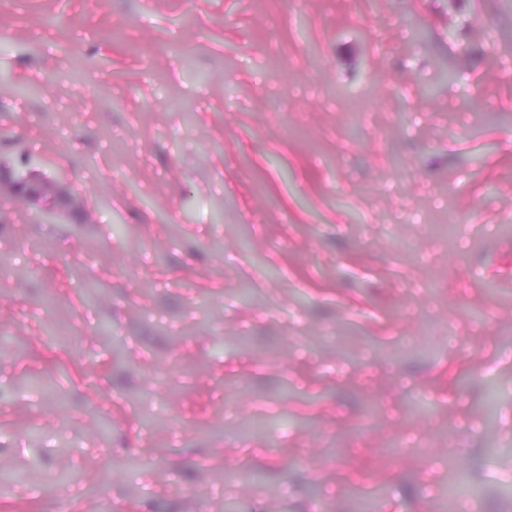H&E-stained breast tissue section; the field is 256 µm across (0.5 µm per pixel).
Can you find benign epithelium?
Segmentation results:
<instances>
[{
	"label": "benign epithelium",
	"instance_id": "benign-epithelium-1",
	"mask_svg": "<svg viewBox=\"0 0 512 512\" xmlns=\"http://www.w3.org/2000/svg\"><path fill=\"white\" fill-rule=\"evenodd\" d=\"M0 192L8 193L47 219L59 212L80 208L76 198L65 187L33 170L26 171L25 177L20 178L13 170L0 165Z\"/></svg>",
	"mask_w": 512,
	"mask_h": 512
}]
</instances>
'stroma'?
I'll list each match as a JSON object with an SVG mask.
<instances>
[{
	"label": "stroma",
	"mask_w": 512,
	"mask_h": 512,
	"mask_svg": "<svg viewBox=\"0 0 512 512\" xmlns=\"http://www.w3.org/2000/svg\"><path fill=\"white\" fill-rule=\"evenodd\" d=\"M26 161L0 512H512V0H0ZM0 192L8 193L47 219H52L63 211H82L76 198L65 187L35 173L34 170H27L25 177L19 178L12 169L0 165Z\"/></svg>",
	"instance_id": "obj_1"
}]
</instances>
